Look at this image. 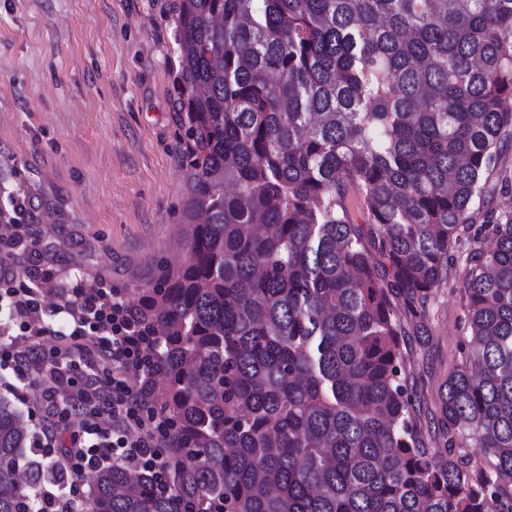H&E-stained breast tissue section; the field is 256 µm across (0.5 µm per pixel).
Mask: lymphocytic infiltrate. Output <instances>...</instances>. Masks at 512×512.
<instances>
[{"label":"lymphocytic infiltrate","instance_id":"f902f5d3","mask_svg":"<svg viewBox=\"0 0 512 512\" xmlns=\"http://www.w3.org/2000/svg\"><path fill=\"white\" fill-rule=\"evenodd\" d=\"M29 253L40 260L37 242L22 225L0 235V307L7 308L19 332L0 340V367L9 364L39 374L68 389L65 403L52 406L54 433L47 448H60L69 479L63 495H38L37 512H83V477L107 463L120 462L153 480L156 493L172 491L168 420L151 405L155 362L151 339L119 292L106 285L74 292L71 330L58 344L41 351L28 340L46 333L40 324L41 286L51 278L39 269L25 288L14 289L13 256ZM100 355L109 367L106 378L78 381L85 358Z\"/></svg>","mask_w":512,"mask_h":512}]
</instances>
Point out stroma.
<instances>
[{
  "label": "stroma",
  "instance_id": "obj_1",
  "mask_svg": "<svg viewBox=\"0 0 512 512\" xmlns=\"http://www.w3.org/2000/svg\"><path fill=\"white\" fill-rule=\"evenodd\" d=\"M175 0H0V221L29 225L55 271L44 283V320L66 330L63 294L102 273L137 305L164 264L181 258L188 173L180 161L184 131L173 49ZM33 206L19 216L9 197ZM474 224L452 250L447 281L402 313L405 369L414 415L428 448H443L437 424L442 384L461 361L467 334L461 288L486 214L512 212V142L473 202ZM40 375L21 385L0 369V397L29 432L21 467L42 461L50 423Z\"/></svg>",
  "mask_w": 512,
  "mask_h": 512
}]
</instances>
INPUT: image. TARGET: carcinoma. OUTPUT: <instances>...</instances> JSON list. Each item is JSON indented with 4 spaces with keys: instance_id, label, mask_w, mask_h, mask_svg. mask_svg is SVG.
Segmentation results:
<instances>
[{
    "instance_id": "1",
    "label": "carcinoma",
    "mask_w": 512,
    "mask_h": 512,
    "mask_svg": "<svg viewBox=\"0 0 512 512\" xmlns=\"http://www.w3.org/2000/svg\"><path fill=\"white\" fill-rule=\"evenodd\" d=\"M172 24L188 246L135 313L174 491L114 463L91 512H512V212L470 256L445 459L414 424L396 303L448 278L512 140V0H178ZM27 438L0 399V512L61 479L19 470Z\"/></svg>"
}]
</instances>
